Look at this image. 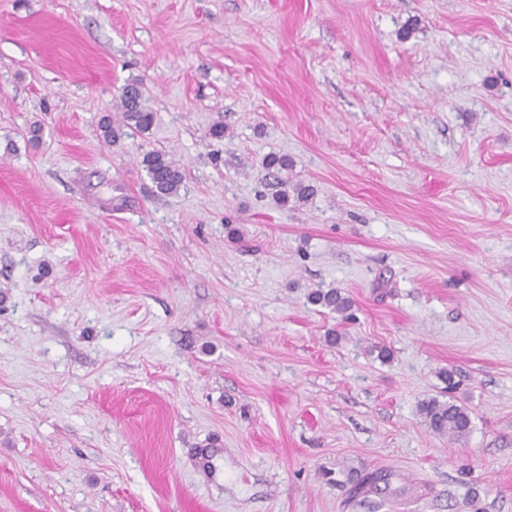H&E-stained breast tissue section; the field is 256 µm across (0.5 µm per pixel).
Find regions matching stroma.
Returning <instances> with one entry per match:
<instances>
[{"instance_id":"1","label":"stroma","mask_w":512,"mask_h":512,"mask_svg":"<svg viewBox=\"0 0 512 512\" xmlns=\"http://www.w3.org/2000/svg\"><path fill=\"white\" fill-rule=\"evenodd\" d=\"M0 512H512V0H0ZM119 101L122 111L119 121L114 123L110 115L103 116L100 121L99 127L102 136L108 142H115L122 134H127L123 131L124 128L145 133L154 123V113L144 105L138 83L126 84L122 89ZM141 164L158 193L173 195L180 189L183 181L180 167L166 153L148 152L144 154ZM310 301L333 312L345 314L352 309V299L337 289L317 291L311 294ZM420 415L428 428L436 434H449L456 439L467 437L471 430L468 412L453 402L432 399L422 403Z\"/></svg>"}]
</instances>
